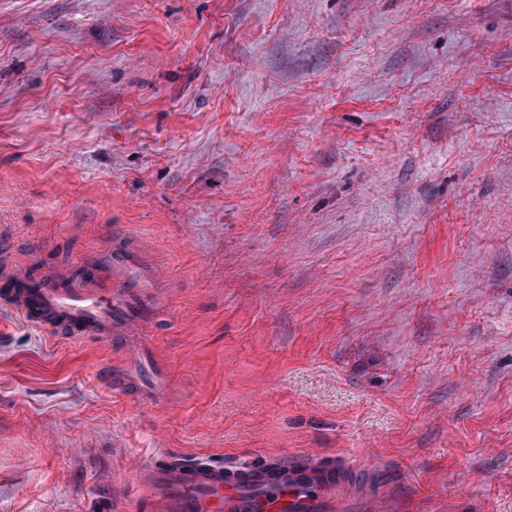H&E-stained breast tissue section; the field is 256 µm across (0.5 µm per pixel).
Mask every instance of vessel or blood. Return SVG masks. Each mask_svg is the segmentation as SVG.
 <instances>
[{"label": "vessel or blood", "instance_id": "b4317fda", "mask_svg": "<svg viewBox=\"0 0 512 512\" xmlns=\"http://www.w3.org/2000/svg\"><path fill=\"white\" fill-rule=\"evenodd\" d=\"M128 260L88 270L71 280L58 269L40 282L15 266L0 268V303L16 308L30 324L70 339L110 337L133 324L148 325L155 300L142 292L113 290L124 279ZM138 489L134 512H324L336 481L333 467L316 462L297 466H224L209 461H133Z\"/></svg>", "mask_w": 512, "mask_h": 512}]
</instances>
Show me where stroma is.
<instances>
[{
    "label": "stroma",
    "instance_id": "35a3bbf8",
    "mask_svg": "<svg viewBox=\"0 0 512 512\" xmlns=\"http://www.w3.org/2000/svg\"><path fill=\"white\" fill-rule=\"evenodd\" d=\"M127 249L143 334L0 306V512L271 451L329 512H512V0H0V266Z\"/></svg>",
    "mask_w": 512,
    "mask_h": 512
}]
</instances>
